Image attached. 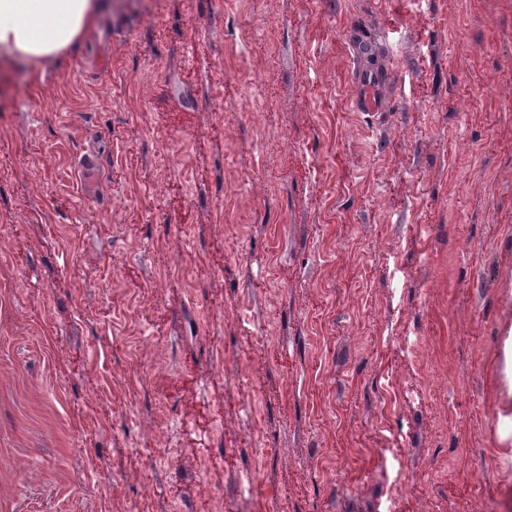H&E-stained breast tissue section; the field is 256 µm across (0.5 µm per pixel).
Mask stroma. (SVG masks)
I'll return each mask as SVG.
<instances>
[{"mask_svg": "<svg viewBox=\"0 0 512 512\" xmlns=\"http://www.w3.org/2000/svg\"><path fill=\"white\" fill-rule=\"evenodd\" d=\"M6 77L0 512H512V0H112ZM359 92L352 99L353 108L358 112H378L381 109L376 97L379 77L375 72L365 69L359 71ZM500 367L506 388V404L498 415L501 441L512 440V326L506 328L501 339Z\"/></svg>", "mask_w": 512, "mask_h": 512, "instance_id": "stroma-1", "label": "stroma"}]
</instances>
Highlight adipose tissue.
Returning a JSON list of instances; mask_svg holds the SVG:
<instances>
[{"label":"adipose tissue","instance_id":"adipose-tissue-1","mask_svg":"<svg viewBox=\"0 0 512 512\" xmlns=\"http://www.w3.org/2000/svg\"><path fill=\"white\" fill-rule=\"evenodd\" d=\"M101 0H0V50L37 64L64 53L101 21Z\"/></svg>","mask_w":512,"mask_h":512}]
</instances>
